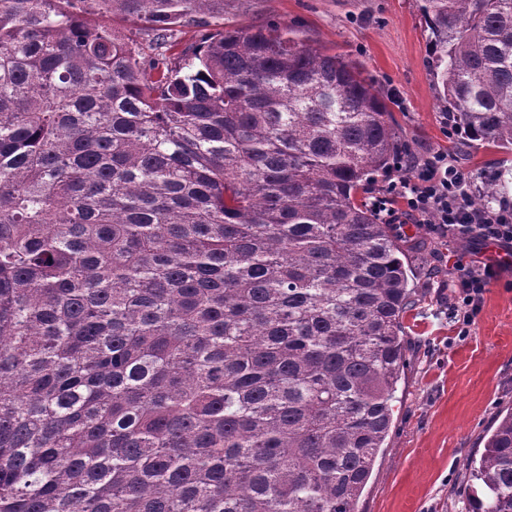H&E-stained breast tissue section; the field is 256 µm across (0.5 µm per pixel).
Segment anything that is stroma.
<instances>
[{"label": "stroma", "instance_id": "obj_1", "mask_svg": "<svg viewBox=\"0 0 512 512\" xmlns=\"http://www.w3.org/2000/svg\"><path fill=\"white\" fill-rule=\"evenodd\" d=\"M223 24L249 30L288 25L315 47L349 55L384 95L404 146L443 150L469 175L472 193L497 187L512 205V151L449 137L426 59L421 0H224ZM425 247L410 255L415 304L406 313V367L393 425L359 512H469L465 462L480 455L500 411L512 408V267L484 293L469 336L459 334L452 270L485 261L486 245L417 224Z\"/></svg>", "mask_w": 512, "mask_h": 512}]
</instances>
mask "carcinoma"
<instances>
[{
	"mask_svg": "<svg viewBox=\"0 0 512 512\" xmlns=\"http://www.w3.org/2000/svg\"><path fill=\"white\" fill-rule=\"evenodd\" d=\"M224 0H0V512H356L416 242L358 194L402 144L360 66ZM435 90L512 150V0H424ZM512 512V410L466 464ZM96 8L90 9V13L86 15L88 20L96 24H108L126 35L132 37L133 46L139 51L143 57L149 58L154 56L156 51L151 47L149 37L144 34L145 23L136 17L125 16L121 14H107L103 16L96 11Z\"/></svg>",
	"mask_w": 512,
	"mask_h": 512,
	"instance_id": "carcinoma-1",
	"label": "carcinoma"
}]
</instances>
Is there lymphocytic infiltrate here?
Returning a JSON list of instances; mask_svg holds the SVG:
<instances>
[{
	"mask_svg": "<svg viewBox=\"0 0 512 512\" xmlns=\"http://www.w3.org/2000/svg\"><path fill=\"white\" fill-rule=\"evenodd\" d=\"M405 177L389 182L383 206L403 202L409 216L418 223L431 224L450 236L512 245V206L477 208L470 201L467 176L443 151H405L398 159ZM457 297L461 302L459 320L462 335H469L486 287L498 274L494 262H456Z\"/></svg>",
	"mask_w": 512,
	"mask_h": 512,
	"instance_id": "1",
	"label": "lymphocytic infiltrate"
}]
</instances>
